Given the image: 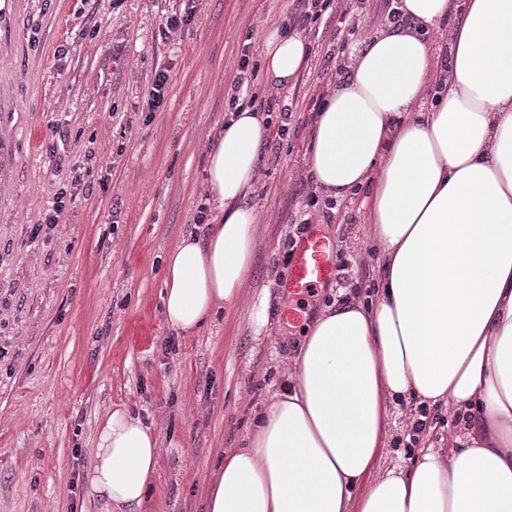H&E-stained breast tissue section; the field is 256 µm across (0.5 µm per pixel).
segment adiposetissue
Wrapping results in <instances>:
<instances>
[{"instance_id":"ef3b65f1","label":"adipose tissue","mask_w":512,"mask_h":512,"mask_svg":"<svg viewBox=\"0 0 512 512\" xmlns=\"http://www.w3.org/2000/svg\"><path fill=\"white\" fill-rule=\"evenodd\" d=\"M400 21L351 56L322 100L306 165L337 200L368 188L383 261L373 302L321 311L242 447L212 467L204 512H512V0H399ZM452 19L446 46L429 29ZM312 44L271 27L262 78L293 86ZM437 88L431 110L414 104ZM263 113L230 114L205 167L210 219L164 258L163 313L197 332L250 282V201ZM468 414L463 436L372 475L389 402ZM157 439L116 409L100 422L90 495L141 512ZM365 485L360 498L355 486Z\"/></svg>"}]
</instances>
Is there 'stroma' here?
<instances>
[{
    "instance_id": "stroma-1",
    "label": "stroma",
    "mask_w": 512,
    "mask_h": 512,
    "mask_svg": "<svg viewBox=\"0 0 512 512\" xmlns=\"http://www.w3.org/2000/svg\"><path fill=\"white\" fill-rule=\"evenodd\" d=\"M302 9L300 0H0V155L11 183L0 194V512H101L84 474L97 422L117 408L159 440L142 512H204L215 458L242 445L287 381L304 324L332 303L374 296L381 256L363 199L335 204L314 192L305 157L338 65L389 7L339 0L301 27ZM274 24L304 29L313 53L294 87L252 83L288 136H269L253 187L251 282L230 311L178 336L162 312L163 258L197 222L205 155L242 47H262ZM161 70L170 82L153 109ZM64 189L72 198L47 223ZM305 222L347 268L294 322L284 257ZM262 300L268 323L257 334ZM419 414L391 404L374 472L408 463L405 435Z\"/></svg>"
}]
</instances>
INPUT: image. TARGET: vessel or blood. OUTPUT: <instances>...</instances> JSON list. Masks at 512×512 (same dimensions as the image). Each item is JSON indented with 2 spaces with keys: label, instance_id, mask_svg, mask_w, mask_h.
<instances>
[{
  "label": "vessel or blood",
  "instance_id": "obj_1",
  "mask_svg": "<svg viewBox=\"0 0 512 512\" xmlns=\"http://www.w3.org/2000/svg\"><path fill=\"white\" fill-rule=\"evenodd\" d=\"M336 245L309 229L295 238L288 262V289L300 295L311 288L324 287L340 280Z\"/></svg>",
  "mask_w": 512,
  "mask_h": 512
}]
</instances>
